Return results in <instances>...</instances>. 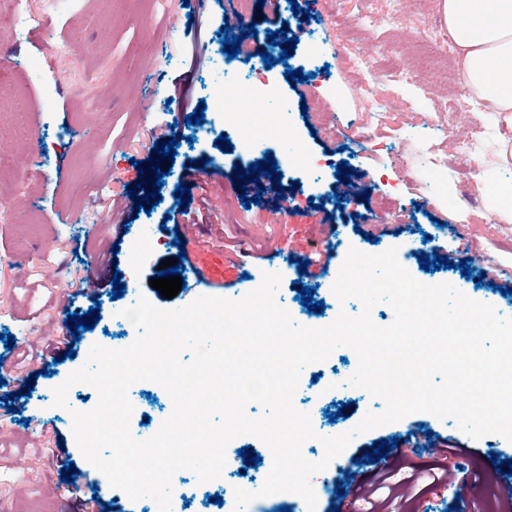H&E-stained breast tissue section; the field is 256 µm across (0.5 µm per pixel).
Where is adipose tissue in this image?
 <instances>
[{"label": "adipose tissue", "mask_w": 512, "mask_h": 512, "mask_svg": "<svg viewBox=\"0 0 512 512\" xmlns=\"http://www.w3.org/2000/svg\"><path fill=\"white\" fill-rule=\"evenodd\" d=\"M465 82L493 123L512 125V0H439Z\"/></svg>", "instance_id": "1"}]
</instances>
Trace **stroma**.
I'll list each match as a JSON object with an SVG mask.
<instances>
[{"instance_id": "35a3bbf8", "label": "stroma", "mask_w": 512, "mask_h": 512, "mask_svg": "<svg viewBox=\"0 0 512 512\" xmlns=\"http://www.w3.org/2000/svg\"><path fill=\"white\" fill-rule=\"evenodd\" d=\"M355 4L342 0L338 25L324 20L320 0H285L283 19H291L296 5L311 18L290 65L269 68L278 87L270 109L287 113L291 131L269 150L277 161L299 149L314 164L282 168L284 194L264 193L252 206L241 200L235 173L254 159L242 151L223 114L208 109L204 127L189 125L173 99L186 94L207 102L214 91L254 76L255 54H224L222 29L235 13L267 38L269 7L258 0H16L0 10V353L6 351L4 335L25 348L41 330L63 331L72 311L95 306L100 316L73 343L74 357L38 365L30 396L21 393L26 374L10 366L0 371L14 393L10 413L0 416V512H65V501L50 493L55 467L18 454L29 434L23 421L32 416L54 425L51 447L63 449L78 476L96 480L111 512H148L152 506L151 498L134 501L111 487L74 440L72 414L94 408L96 390L80 383L70 388L67 407L53 404L55 388L86 363L93 345L123 349L135 341L138 331L121 312L139 297L161 309L181 308L201 296L238 300L259 287L264 273H277L278 304L297 324L324 327L336 318L332 287L349 248L377 255L394 247L417 281L467 290L498 315L512 317V220L485 221L491 202L482 183L471 190L473 208L462 203L458 187L468 171L464 142L478 143L484 169L495 170L496 143L512 141V128L493 125L483 108L451 99L448 53L438 46L446 30L437 20L436 0H372L375 23L366 31L358 27ZM430 30L436 43L425 39ZM347 42L368 51L375 64L389 60L408 68L424 54L434 57L432 68L418 70L408 82L379 83L378 100L388 110L372 142L355 135L369 106L360 94L362 76L346 62ZM291 69L301 70L304 82H289ZM325 118L339 126L338 139L325 136ZM223 136L229 140L225 148L216 144ZM170 139L178 142L177 155L162 179V199L150 213L137 212L129 191L139 181L138 165ZM342 165L350 181L339 199L333 189ZM180 185L191 192V208L205 198L221 199L227 233L259 244L271 235L287 245V253L250 258L237 267L224 249L211 246L194 259L206 267L208 282H199L184 264L179 275L185 289L171 299L160 295L149 282L159 264L177 255L175 239L185 222L175 194ZM325 234L333 240L332 261L313 294L324 309L311 313L301 303L298 264L310 242ZM103 243L119 251L101 267L97 249ZM437 254L447 256L449 268L421 269L420 256ZM463 259L471 262L466 276L458 269ZM92 273L107 280L121 274L131 289L118 299L107 289L79 297L71 307L59 304L69 281ZM357 368V356L342 346L302 370L294 405L309 414L317 433L302 447L308 461L323 458V438L353 430L367 412L383 410L382 400L349 386ZM128 396L131 431L140 440L173 409L167 391L152 381L133 384ZM406 429L428 430L469 449L470 470L484 476L467 482L464 495L427 496L426 512H464L463 503L489 500V482L502 478L491 458L511 456L512 443L496 434L472 438L453 418L422 412L357 435L312 477L315 508L292 493L259 496L269 469L239 457V448L262 445L244 435L231 441L220 478L201 483L193 472L178 471L183 492L172 500L171 512H224L211 497L230 482L254 493L245 512H280L284 506L331 512L337 486H352L354 477L364 476L366 448L392 442L385 462L400 463L403 450L393 439Z\"/></svg>"}]
</instances>
